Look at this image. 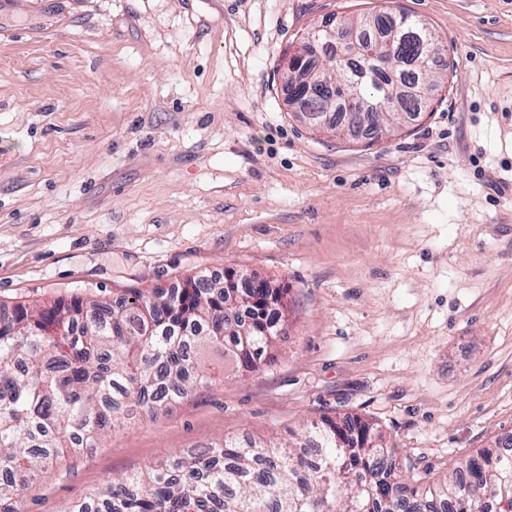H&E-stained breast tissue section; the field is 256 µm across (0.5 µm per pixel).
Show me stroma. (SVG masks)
Here are the masks:
<instances>
[{
  "mask_svg": "<svg viewBox=\"0 0 512 512\" xmlns=\"http://www.w3.org/2000/svg\"><path fill=\"white\" fill-rule=\"evenodd\" d=\"M381 7L447 49L423 118L371 144L299 121L288 52ZM227 270L288 289L271 364L214 361L23 512L345 414L435 481L512 434V0H0V304Z\"/></svg>",
  "mask_w": 512,
  "mask_h": 512,
  "instance_id": "stroma-1",
  "label": "stroma"
}]
</instances>
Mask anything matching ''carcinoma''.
<instances>
[{"mask_svg": "<svg viewBox=\"0 0 512 512\" xmlns=\"http://www.w3.org/2000/svg\"><path fill=\"white\" fill-rule=\"evenodd\" d=\"M364 31L350 47L357 69L327 63L336 97L298 100L296 113L328 131L369 103L367 132L422 117L421 78L448 64L426 25L382 8L346 19ZM191 275L172 291L131 288L115 302L76 298L0 315V512L20 500L64 454L98 448L124 422L155 416L212 382L203 357L216 353L241 371L273 359L286 289L258 278ZM303 445L221 439L145 474L112 481L61 512H512V454H484L429 483L372 422L325 419Z\"/></svg>", "mask_w": 512, "mask_h": 512, "instance_id": "obj_1", "label": "carcinoma"}]
</instances>
